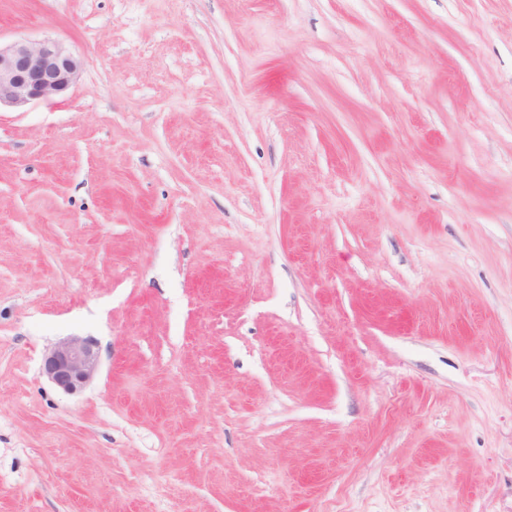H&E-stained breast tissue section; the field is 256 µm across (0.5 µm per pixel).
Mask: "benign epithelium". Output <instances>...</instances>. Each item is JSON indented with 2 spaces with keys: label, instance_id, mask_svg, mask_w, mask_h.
I'll list each match as a JSON object with an SVG mask.
<instances>
[{
  "label": "benign epithelium",
  "instance_id": "7a95c632",
  "mask_svg": "<svg viewBox=\"0 0 512 512\" xmlns=\"http://www.w3.org/2000/svg\"><path fill=\"white\" fill-rule=\"evenodd\" d=\"M81 60L60 41L0 43V106L24 107L50 101L74 87ZM100 364L95 343L72 337L56 344L42 360V373L69 394L83 391Z\"/></svg>",
  "mask_w": 512,
  "mask_h": 512
}]
</instances>
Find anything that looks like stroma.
I'll return each mask as SVG.
<instances>
[{
    "mask_svg": "<svg viewBox=\"0 0 512 512\" xmlns=\"http://www.w3.org/2000/svg\"><path fill=\"white\" fill-rule=\"evenodd\" d=\"M46 37L82 70L0 108V512H512V0H0ZM100 364L95 343L72 337L56 344L42 360V373L69 394L82 392L97 375Z\"/></svg>",
    "mask_w": 512,
    "mask_h": 512,
    "instance_id": "stroma-1",
    "label": "stroma"
}]
</instances>
